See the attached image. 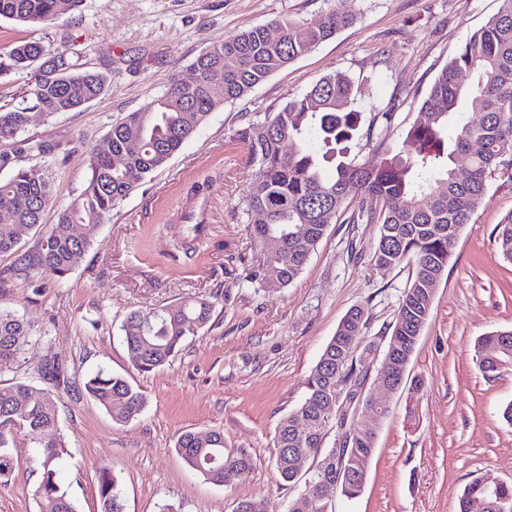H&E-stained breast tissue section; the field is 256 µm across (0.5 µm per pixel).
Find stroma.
<instances>
[{"instance_id":"stroma-1","label":"stroma","mask_w":512,"mask_h":512,"mask_svg":"<svg viewBox=\"0 0 512 512\" xmlns=\"http://www.w3.org/2000/svg\"><path fill=\"white\" fill-rule=\"evenodd\" d=\"M499 0H83L46 29L31 33L0 20V57L16 41L74 35L85 69L112 62L104 93L74 112L34 111L26 137L58 145L52 155L55 195L44 226L78 194L87 178V151L128 113L145 108L170 77L190 80L192 61L211 44L281 17L312 18L328 9L356 15V23L272 75L243 98L212 112L170 163L118 203L96 227H79L91 246L66 279L15 275V255H0V307L34 326L17 362L0 370V389L18 382L52 390L65 452L57 464L78 512H100L98 475L118 479L125 512H233L241 498H258L265 512H288L305 488L314 459L299 480H280L274 434L294 410L307 379L351 308L367 310L360 346L374 352L357 387L389 413L366 464V482L353 499L337 497L336 512H457L473 479L512 482V369L479 371V336L512 329V264L497 251L496 226L512 213V181H489L481 206L459 235L436 291L432 315L406 369L401 388L386 394L377 382L388 326L412 274L411 263L391 270L365 253L375 224L330 225L306 265L281 293L264 296L238 287L242 266L228 254L262 261L271 243L254 246L239 209L258 170L244 150L230 148L257 112H273L289 95L324 76L346 72L359 86L365 122L356 151L371 163L416 122L419 104L437 73L468 35L481 28ZM391 120H382V113ZM212 180V247L200 266L173 263L169 225L181 211L193 174ZM199 294L214 302L208 324L187 337L177 355L151 372L136 370L120 325L135 310L163 308ZM63 360L58 380L42 368ZM100 367L124 376L146 399L142 414L124 425L82 391ZM218 428L230 448L248 449L250 470L222 485L206 480L177 455L188 430ZM12 481L0 486V512H37L33 496L40 455L26 431L15 435Z\"/></svg>"}]
</instances>
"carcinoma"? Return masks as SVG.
<instances>
[{"label": "carcinoma", "instance_id": "1", "mask_svg": "<svg viewBox=\"0 0 512 512\" xmlns=\"http://www.w3.org/2000/svg\"><path fill=\"white\" fill-rule=\"evenodd\" d=\"M82 0H0V19L17 24L47 25L57 16L78 10ZM355 23L351 14L328 10L314 19L285 17L227 37L201 52L193 61L196 79L169 80L146 109L132 112L112 124L88 149L87 179L83 189L58 213V224L41 233L35 248L18 258L19 271L31 269L58 280L82 262L90 242L75 239L72 224L98 222L116 203L130 196L154 172L163 168L203 124L211 112L233 102L286 68L312 48ZM279 31L277 38L268 28ZM53 53L61 72L48 78L37 70L34 58L46 54L40 41L20 40L9 50L6 70H35L25 102L0 106V140L16 141V157L0 154V255L17 250L21 232L41 226L53 201V173L45 158L53 147L22 139L34 108L48 116L79 110L100 97L106 82L98 72L78 63L81 51L74 37L60 38ZM224 96L213 94L214 85ZM360 91L343 72L323 77L304 92L293 95L275 112L256 113L236 135L259 176L243 200L242 214L251 225L255 245L273 236L280 239L288 263L267 256L244 277L247 287L277 293L301 273L310 254L331 224H378L379 236L370 261L381 269L413 263L394 320L388 325L385 354L409 363L430 319L436 289L453 256L462 227L471 222L497 175L512 181V0H501L499 11L469 35L455 57L438 73L423 97L422 119L401 131L395 146L373 164L354 154L362 112ZM477 113L476 123H464L448 132V122L461 102ZM137 149L130 150L131 144ZM467 158L469 172L460 177L456 161ZM182 243L170 256L194 260L206 245L204 229L182 219ZM501 258L512 263V217L498 224ZM214 302L189 296L166 309L131 312L120 326L136 368L151 372L178 353L186 337L209 321ZM361 306L348 311L335 336L325 346L307 382L300 406L285 416L274 437L276 468L285 483L296 482L293 454L320 457L318 469L305 491L292 500L289 512H333V501L315 485L333 466L336 449L324 447L326 427L336 416V395L363 376L355 356L356 343L366 325ZM30 325L17 314L0 309V368L11 365L28 343ZM477 364L482 372L512 367V330H496L479 338ZM87 395L98 402L116 424L137 418L144 395L122 376L106 369L84 383ZM22 421L31 442L40 448L41 478L34 490L39 512H77L57 479V462L64 453L57 432V397L46 389L23 383L0 391V486L15 469L13 419ZM307 421L298 432L294 420ZM354 436L344 467L359 471L375 451L377 432L360 417L351 426ZM179 456L208 481L221 485L232 472L252 466L245 448L224 447L219 429L187 431L175 443ZM100 512H124L123 498L111 472L98 477ZM472 480L459 499L458 512H512V482L501 484L493 506Z\"/></svg>", "mask_w": 512, "mask_h": 512}]
</instances>
